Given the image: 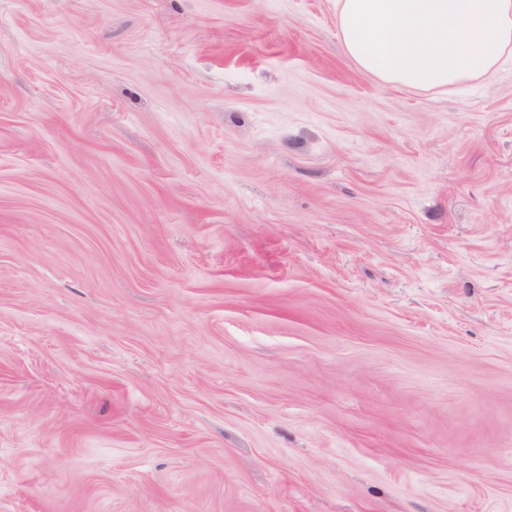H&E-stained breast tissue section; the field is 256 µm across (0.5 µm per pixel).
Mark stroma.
I'll list each match as a JSON object with an SVG mask.
<instances>
[{
  "label": "stroma",
  "instance_id": "stroma-1",
  "mask_svg": "<svg viewBox=\"0 0 512 512\" xmlns=\"http://www.w3.org/2000/svg\"><path fill=\"white\" fill-rule=\"evenodd\" d=\"M0 512H512V56L0 0Z\"/></svg>",
  "mask_w": 512,
  "mask_h": 512
}]
</instances>
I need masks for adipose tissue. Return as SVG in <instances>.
Listing matches in <instances>:
<instances>
[{
	"label": "adipose tissue",
	"instance_id": "1",
	"mask_svg": "<svg viewBox=\"0 0 512 512\" xmlns=\"http://www.w3.org/2000/svg\"><path fill=\"white\" fill-rule=\"evenodd\" d=\"M336 29L357 68L381 82L461 86L512 54V0H337Z\"/></svg>",
	"mask_w": 512,
	"mask_h": 512
}]
</instances>
